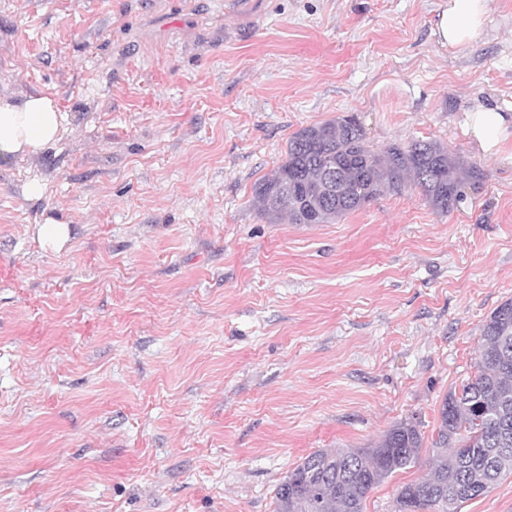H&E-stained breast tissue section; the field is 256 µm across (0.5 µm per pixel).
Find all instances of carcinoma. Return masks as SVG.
I'll use <instances>...</instances> for the list:
<instances>
[{
  "label": "carcinoma",
  "instance_id": "cac0c4a2",
  "mask_svg": "<svg viewBox=\"0 0 512 512\" xmlns=\"http://www.w3.org/2000/svg\"><path fill=\"white\" fill-rule=\"evenodd\" d=\"M484 178L434 141L393 144L375 152L352 116L304 127L288 139L286 160L254 187L270 224H332L380 196L412 184L437 211L462 197L463 180ZM475 375L450 392L439 412L430 473L402 485L394 512H460L512 474V300L496 307L482 330ZM419 425L401 421L370 448L316 451L276 487L277 512H363L367 495L418 462Z\"/></svg>",
  "mask_w": 512,
  "mask_h": 512
}]
</instances>
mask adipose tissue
<instances>
[{"mask_svg":"<svg viewBox=\"0 0 512 512\" xmlns=\"http://www.w3.org/2000/svg\"><path fill=\"white\" fill-rule=\"evenodd\" d=\"M487 0H448L434 33L442 44H469L485 23ZM67 116L46 94L0 99V154L29 156L59 141ZM508 118L499 107L482 105L470 114V129L485 151L498 145Z\"/></svg>","mask_w":512,"mask_h":512,"instance_id":"obj_1","label":"adipose tissue"}]
</instances>
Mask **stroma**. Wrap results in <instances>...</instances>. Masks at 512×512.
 I'll use <instances>...</instances> for the list:
<instances>
[{"label":"stroma","mask_w":512,"mask_h":512,"mask_svg":"<svg viewBox=\"0 0 512 512\" xmlns=\"http://www.w3.org/2000/svg\"><path fill=\"white\" fill-rule=\"evenodd\" d=\"M448 0H0V95L53 96L52 147L0 155V512H276L309 454L418 423L512 299V0L463 47ZM482 167L443 214L405 187L333 224H270L253 186L301 128ZM40 180V200L25 184ZM68 225L56 249L37 231ZM508 118L496 105H480L470 112V129L486 152L498 145Z\"/></svg>","instance_id":"35a3bbf8"}]
</instances>
